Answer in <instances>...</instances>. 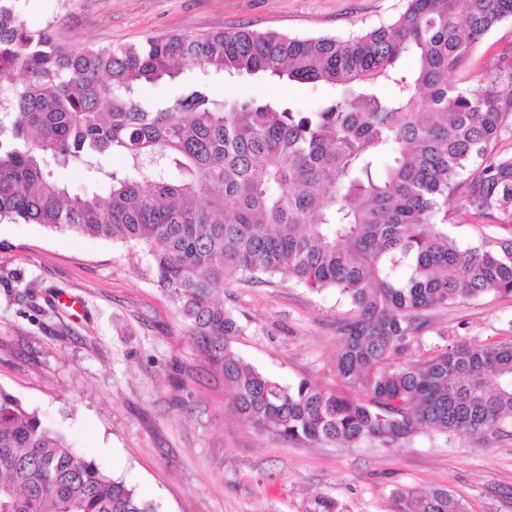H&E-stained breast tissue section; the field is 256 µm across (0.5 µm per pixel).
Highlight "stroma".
<instances>
[{
  "mask_svg": "<svg viewBox=\"0 0 512 512\" xmlns=\"http://www.w3.org/2000/svg\"><path fill=\"white\" fill-rule=\"evenodd\" d=\"M34 29L60 43L132 44L241 24L296 37L347 36L389 23L404 0H22ZM512 18L493 29L453 80L507 74ZM221 101L266 97L308 112L318 83L217 77ZM461 247L497 224L448 216ZM241 330L244 363L291 385L347 393L336 372L337 325L352 314L335 291L278 277L229 280L218 295ZM512 342V298L485 294L431 312L412 347L421 359L455 343ZM0 391L123 481L157 512H398L396 490L444 488L467 512H512V436L422 433L400 448L287 443L238 413L234 391L192 342L159 288L146 248L0 223Z\"/></svg>",
  "mask_w": 512,
  "mask_h": 512,
  "instance_id": "35a3bbf8",
  "label": "stroma"
}]
</instances>
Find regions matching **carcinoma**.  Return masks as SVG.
<instances>
[{"label": "carcinoma", "instance_id": "cac0c4a2", "mask_svg": "<svg viewBox=\"0 0 512 512\" xmlns=\"http://www.w3.org/2000/svg\"><path fill=\"white\" fill-rule=\"evenodd\" d=\"M0 0V223L148 248L190 338L234 388L237 411L293 443L399 448L416 435L498 436L512 424V343H460L401 362L425 313L512 297V239L461 248L449 207L512 226V156L495 155L512 73L451 81L512 0H405L387 25L347 38L239 27L66 46ZM411 54L415 66L400 67ZM202 76L147 105L141 89ZM287 77L329 89L312 112L218 101L209 76ZM127 166L112 168V158ZM108 184L78 194L49 164ZM334 289L354 315L336 371L362 392L282 385L229 348L240 327L216 299L233 277ZM399 512H466L446 489L397 492ZM0 512H156L0 393Z\"/></svg>", "mask_w": 512, "mask_h": 512}]
</instances>
